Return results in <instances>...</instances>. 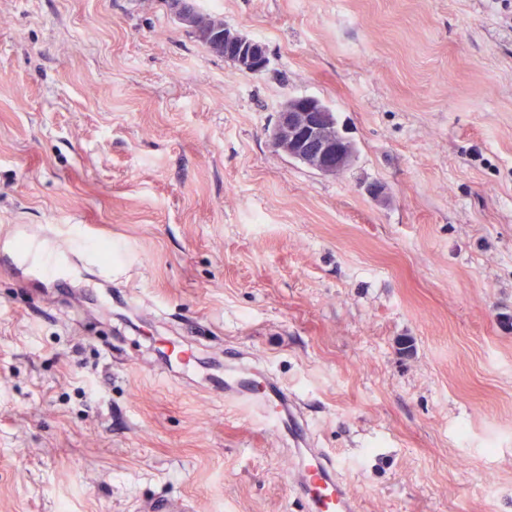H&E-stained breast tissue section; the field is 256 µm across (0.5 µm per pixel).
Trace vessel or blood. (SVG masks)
<instances>
[{"mask_svg": "<svg viewBox=\"0 0 512 512\" xmlns=\"http://www.w3.org/2000/svg\"><path fill=\"white\" fill-rule=\"evenodd\" d=\"M42 275L53 265L55 254L49 240L30 237L17 246L15 237H0V256ZM213 389L257 415L270 430L286 433L291 442L294 489L307 504L306 512H353V497L338 475L325 449L311 447L303 412L293 396L261 372L225 365L212 373Z\"/></svg>", "mask_w": 512, "mask_h": 512, "instance_id": "1", "label": "vessel or blood"}]
</instances>
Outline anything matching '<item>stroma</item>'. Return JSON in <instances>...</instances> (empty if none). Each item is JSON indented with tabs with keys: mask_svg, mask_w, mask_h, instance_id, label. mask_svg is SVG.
Instances as JSON below:
<instances>
[{
	"mask_svg": "<svg viewBox=\"0 0 512 512\" xmlns=\"http://www.w3.org/2000/svg\"><path fill=\"white\" fill-rule=\"evenodd\" d=\"M196 4L267 70L163 0H0V232L53 227L59 264L0 261V512H305L287 439L204 382L228 352L356 512H512V0ZM294 96L336 175L273 149ZM172 1H177L173 2V11H171L177 22L181 26L189 29V32L193 34L198 41L200 40L207 50L230 60L243 72L252 75H260L266 70L270 60L265 45L252 40L240 32L228 30L227 28L224 29L223 20L212 15L203 14L196 8L189 20V24L186 25L175 12H179L182 16L189 15L195 7L194 1ZM223 32L224 34H218ZM214 34H217L214 36V45L224 48V51H215L209 46L212 42L211 36ZM319 99L289 98L277 112L269 138L272 147L323 175H336L353 157L352 143L342 135L333 112ZM336 122V134L330 122ZM299 116L303 117L298 122ZM338 137V138H336Z\"/></svg>",
	"mask_w": 512,
	"mask_h": 512,
	"instance_id": "stroma-1",
	"label": "stroma"
}]
</instances>
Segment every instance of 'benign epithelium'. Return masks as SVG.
<instances>
[{"label": "benign epithelium", "mask_w": 512, "mask_h": 512, "mask_svg": "<svg viewBox=\"0 0 512 512\" xmlns=\"http://www.w3.org/2000/svg\"><path fill=\"white\" fill-rule=\"evenodd\" d=\"M215 46L224 49V58L239 70L262 74L269 65L265 45L232 30L214 36ZM330 109L308 96L289 98L277 112L269 138L272 147L300 164L323 175H334L352 159V143L338 137L329 122Z\"/></svg>", "instance_id": "1"}]
</instances>
